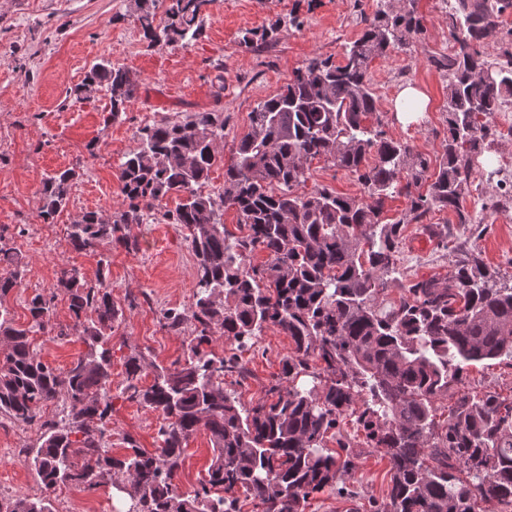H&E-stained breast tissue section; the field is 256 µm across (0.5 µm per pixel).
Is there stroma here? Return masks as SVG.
Here are the masks:
<instances>
[{
  "instance_id": "obj_1",
  "label": "stroma",
  "mask_w": 512,
  "mask_h": 512,
  "mask_svg": "<svg viewBox=\"0 0 512 512\" xmlns=\"http://www.w3.org/2000/svg\"><path fill=\"white\" fill-rule=\"evenodd\" d=\"M424 31L410 50L374 59L369 71L377 107L388 137L409 142L420 153L437 155L444 140L447 76L430 56L444 55L452 38L440 0H417ZM372 0H211L203 10L204 34L187 46H149L136 19L132 0H0V231L11 239L24 266L22 284L7 297L16 323L29 320L25 302L35 293L55 291L52 332L32 335L38 357L66 371L87 347L82 323L69 309L68 297L56 287L62 269L77 268L95 280L100 256L110 261L108 280L115 300L126 304L125 319L116 328L112 351L114 397L111 454H124V435L141 448L154 450L159 416L152 409L121 398L125 358L131 352L170 365L182 358L188 333L164 328L162 312L187 309L194 303L195 257L185 230L163 221L129 225L138 250L105 246L100 252L76 251L68 232L83 213L109 216L123 207L119 165L138 147L137 131L147 123L200 111L224 114V150L249 130V114L277 93L307 59L318 56L341 61L344 47L361 33V16L372 13ZM282 26L273 44L246 46V32L262 31L274 21ZM109 59L125 66L139 83L126 112L104 124L109 98L105 93L75 101L72 90L90 66ZM408 86L425 93L426 111L407 122L396 118L393 102ZM512 157V134L502 135L485 150L474 167L464 206L469 224L457 223L452 212L435 211L428 223L448 235L447 247L424 237L419 225H407L400 244L398 268L404 279L443 277L452 269L453 250L473 246L500 282L512 286V207L496 206L511 190L490 180L501 156ZM67 168L77 178L65 210L52 223L41 216L42 181ZM326 186L357 197L362 188L350 173L313 160L304 191ZM293 352L288 336L266 330L241 361L248 377L236 391L249 405L264 393L280 372L281 361ZM491 391L512 399V359L503 357L468 367L439 403L438 417L464 394ZM344 433L358 441V456L342 492L311 495L304 512H368L370 500L384 499L390 479L387 457L364 446V434L352 420ZM38 424L14 423L0 417V496L41 495L35 470L25 459L35 446ZM212 456L206 432L188 441L177 483L188 493L204 476ZM56 512H120L112 487L87 490L65 486L53 501Z\"/></svg>"
}]
</instances>
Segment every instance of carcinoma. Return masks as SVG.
Returning <instances> with one entry per match:
<instances>
[{"label":"carcinoma","mask_w":512,"mask_h":512,"mask_svg":"<svg viewBox=\"0 0 512 512\" xmlns=\"http://www.w3.org/2000/svg\"><path fill=\"white\" fill-rule=\"evenodd\" d=\"M159 0H134L148 46L198 40L202 7L211 0H169L162 24ZM375 0L360 36L342 62L312 58L278 93L250 112L249 131L233 145L224 186L203 193L211 169L224 161V113L194 112L182 120L146 124L138 148L119 165L124 208L104 220L86 212L69 227L74 249L99 245L138 249L125 229L162 219L187 230L196 262L195 304L164 311L170 330L192 327L184 359L168 366L129 355L121 394L156 411L158 447L142 450L124 436L126 453L108 455L105 424L112 416V340L125 316L112 298L99 260L96 281L75 267L61 270L83 325L87 352L65 372L34 353L31 334L52 331L55 294L27 300L30 321L15 323L7 295L21 285L18 251L0 233V415L31 424L42 408H62L40 424L26 461L43 494L3 499L0 512H55L52 495L63 486L110 485L129 498L126 512H303L313 494L336 489L354 469L356 450L339 437L327 449L339 418L358 407L366 444L388 458L391 484L374 512H479L494 501L512 512V406L497 395L459 398L447 422L436 403L463 370L512 358V286L500 285L479 257L462 250L444 278L409 285L392 278L405 224L432 210H450L457 223L474 219L463 206L475 160L500 136L488 117L512 97V52L487 60L481 46L500 36L499 17L512 0H455L447 10L455 50L430 62L448 73L443 151L431 160L407 142L386 136L371 87L372 61L413 44L423 32L414 9ZM110 92L108 124L126 111L137 81L122 65L93 64L73 94L82 100ZM322 159L357 177L364 197L327 187L298 192L309 165ZM77 173L66 169L43 181L41 216L52 221L66 208ZM427 192H420L426 180ZM393 194L410 200L402 219L379 220ZM180 202L160 210L165 198ZM238 214L235 235L221 222L224 208ZM267 265H251L256 250ZM399 298L386 301L388 291ZM270 326L288 336L294 352L278 380L247 407L227 388L241 377L240 353ZM221 335L235 351L218 356L203 346ZM152 384L141 383L144 371ZM204 430L213 456L193 492L176 483L189 438Z\"/></svg>","instance_id":"carcinoma-1"}]
</instances>
